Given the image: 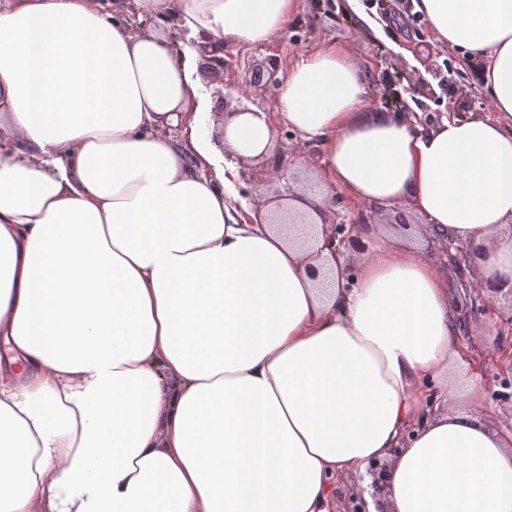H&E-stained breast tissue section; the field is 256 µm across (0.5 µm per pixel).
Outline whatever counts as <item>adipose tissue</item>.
Wrapping results in <instances>:
<instances>
[{
    "label": "adipose tissue",
    "instance_id": "1",
    "mask_svg": "<svg viewBox=\"0 0 512 512\" xmlns=\"http://www.w3.org/2000/svg\"><path fill=\"white\" fill-rule=\"evenodd\" d=\"M482 56L497 119L425 129L365 109L349 52L288 72L278 113L323 144L332 186L410 203L429 234L487 246L512 277V0H413ZM226 46L285 30L297 0H135ZM182 125L183 141L164 134ZM267 113L214 141L188 63L92 0L0 7V512H329L337 477L390 458L391 512H512V433L448 281L372 224L354 280L284 223L234 204Z\"/></svg>",
    "mask_w": 512,
    "mask_h": 512
}]
</instances>
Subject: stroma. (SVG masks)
<instances>
[{"label":"stroma","instance_id":"35a3bbf8","mask_svg":"<svg viewBox=\"0 0 512 512\" xmlns=\"http://www.w3.org/2000/svg\"><path fill=\"white\" fill-rule=\"evenodd\" d=\"M335 45L345 47L365 75L367 111L416 114L428 126L447 117L497 116L479 80L484 60L440 43L427 20L415 12L412 0H298L286 30L268 43L225 48L223 70L208 68L204 55L195 60V74L214 122L241 104L272 117L276 151L270 157L238 162L237 205H279L299 184L307 204L321 207L326 222L348 221L362 213L379 224L393 223L400 215L409 224H418L420 217L411 206L386 210L330 187L323 146L300 137L277 115L278 92L289 68ZM258 65L274 74V82L250 85L251 71ZM328 191L338 200L332 209L323 201ZM470 329L471 356L480 365L488 420L495 429L511 432L512 404L498 400L496 394L506 374L497 350L512 346V334L500 333L482 315Z\"/></svg>","mask_w":512,"mask_h":512}]
</instances>
